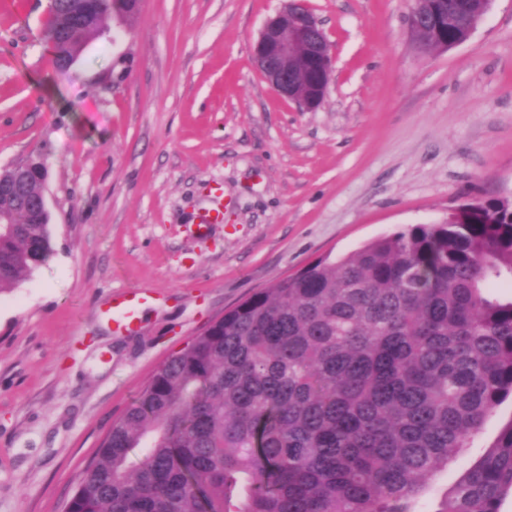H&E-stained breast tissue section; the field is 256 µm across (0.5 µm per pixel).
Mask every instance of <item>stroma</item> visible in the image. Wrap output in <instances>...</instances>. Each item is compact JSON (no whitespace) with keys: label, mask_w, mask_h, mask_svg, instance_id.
<instances>
[{"label":"stroma","mask_w":512,"mask_h":512,"mask_svg":"<svg viewBox=\"0 0 512 512\" xmlns=\"http://www.w3.org/2000/svg\"><path fill=\"white\" fill-rule=\"evenodd\" d=\"M331 44L322 104L280 98L252 59L286 0H143L49 64L47 0H0V172L34 158L55 253L0 293V512H64L113 420L226 309L365 242L512 199V0L421 52L412 0H306ZM223 220L193 232L199 213ZM159 297L134 332L115 292ZM512 421L495 407L417 512Z\"/></svg>","instance_id":"1"}]
</instances>
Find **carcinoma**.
<instances>
[{
  "label": "carcinoma",
  "mask_w": 512,
  "mask_h": 512,
  "mask_svg": "<svg viewBox=\"0 0 512 512\" xmlns=\"http://www.w3.org/2000/svg\"><path fill=\"white\" fill-rule=\"evenodd\" d=\"M448 3L442 37L467 38L481 0ZM58 0L52 63L81 52L128 0L83 27ZM0 173V293L54 253ZM261 289L165 361L104 436L68 512H414L425 482L512 398V200L458 206ZM512 496V420L435 512H501Z\"/></svg>",
  "instance_id": "1"
}]
</instances>
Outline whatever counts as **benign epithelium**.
<instances>
[{"label":"benign epithelium","instance_id":"obj_1","mask_svg":"<svg viewBox=\"0 0 512 512\" xmlns=\"http://www.w3.org/2000/svg\"><path fill=\"white\" fill-rule=\"evenodd\" d=\"M105 0H79L73 21L82 22L104 9ZM433 24L423 0H414L409 27ZM255 63L280 97L314 109L326 94L330 77V44L314 13L304 0L270 17L253 48Z\"/></svg>","mask_w":512,"mask_h":512}]
</instances>
